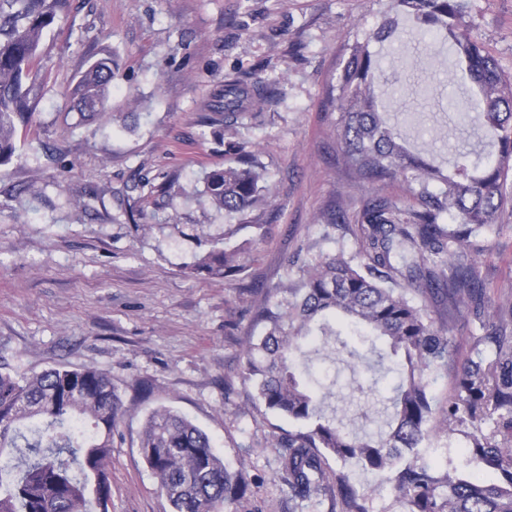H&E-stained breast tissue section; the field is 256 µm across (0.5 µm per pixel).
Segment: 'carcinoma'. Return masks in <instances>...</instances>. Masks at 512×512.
<instances>
[{
    "instance_id": "obj_1",
    "label": "carcinoma",
    "mask_w": 512,
    "mask_h": 512,
    "mask_svg": "<svg viewBox=\"0 0 512 512\" xmlns=\"http://www.w3.org/2000/svg\"><path fill=\"white\" fill-rule=\"evenodd\" d=\"M69 0H0V166L17 154V140L33 128L32 88L45 80L38 64L44 32ZM414 27L451 42L456 65L471 85L464 109L477 114L478 129L497 147L485 161L474 146L453 152V172L425 163L407 147V135L379 109L377 79L366 45L350 46L332 91L339 111L337 138L344 164L363 183L403 179L418 201L369 195L358 218L367 246L344 252L296 255V278L267 290L260 335L244 349L242 376L265 408L301 423L274 444L281 478L291 499L320 497L329 512H369L364 494L330 460L353 463L385 477L405 512H512V307L493 311L485 301L475 242L481 230L501 228L512 206V79L500 72L482 44L462 28L466 0H397ZM398 17L384 14L369 38L398 33ZM112 55L94 56L73 80L70 97L84 117L108 111ZM268 83L224 85V114L262 106ZM211 203L229 215H247L271 204L265 168L238 147L235 164L204 178ZM248 248L214 247L187 275L225 276L241 270ZM421 300H415V296ZM440 296L439 317L425 304ZM479 322L474 356L457 360L453 329ZM355 328L361 340L384 339L370 360L344 340L351 370L396 366L398 383L388 399L385 429L359 437L324 409L296 361L314 331L339 333L329 320ZM452 367L453 393L445 403L431 393L433 376ZM124 414L108 376L92 367L51 368L31 376L0 371V512H108L97 496L109 481L112 429ZM466 439L469 461L495 479L440 471L420 448L441 433ZM141 454L173 512H239L248 486L246 466L227 469L208 435L167 408L150 413Z\"/></svg>"
}]
</instances>
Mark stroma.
<instances>
[{
    "mask_svg": "<svg viewBox=\"0 0 512 512\" xmlns=\"http://www.w3.org/2000/svg\"><path fill=\"white\" fill-rule=\"evenodd\" d=\"M393 0H71L39 47L46 82L32 94L34 133L0 166V368L30 374L93 367L125 412L109 463V512H172L144 461L140 432L165 406L211 438L230 469L246 464L241 512H309L279 478L276 437L300 423L265 409L245 382L242 351L258 335L266 288L293 275L290 259L312 242L324 252L362 250L361 202L370 193L414 199L402 180L372 186L343 166L330 86L349 44L365 41L382 70L374 92L397 113L412 150L447 165L460 141L464 81L447 51L426 54L401 22L394 42L367 36ZM465 24L512 77V0H467ZM112 55L107 115L86 122L65 96L88 57ZM277 82L261 117L224 128L231 78ZM265 167L273 203L230 216L204 193L213 168L234 163V144ZM342 210L345 221L328 228ZM483 232L479 270L492 305L512 302V209ZM266 232L257 235L254 223ZM250 243L231 277L189 276L215 244ZM329 344L313 361L330 385L325 404L351 429L373 430L388 381L352 373ZM422 455L472 472L462 435H441ZM370 512H402L389 484L345 468Z\"/></svg>",
    "mask_w": 512,
    "mask_h": 512,
    "instance_id": "35a3bbf8",
    "label": "stroma"
}]
</instances>
